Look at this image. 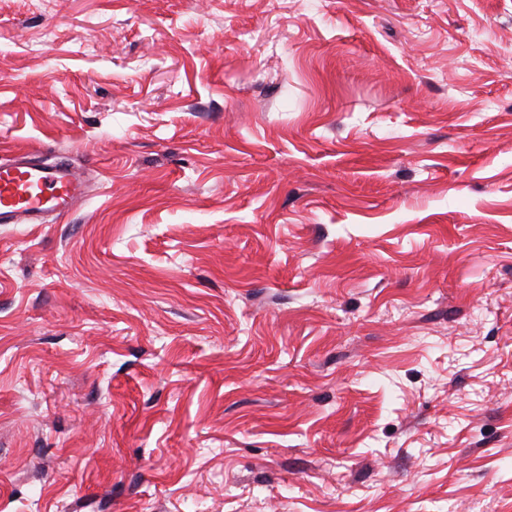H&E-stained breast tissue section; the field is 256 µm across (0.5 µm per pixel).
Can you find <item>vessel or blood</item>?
Wrapping results in <instances>:
<instances>
[{
  "label": "vessel or blood",
  "mask_w": 512,
  "mask_h": 512,
  "mask_svg": "<svg viewBox=\"0 0 512 512\" xmlns=\"http://www.w3.org/2000/svg\"><path fill=\"white\" fill-rule=\"evenodd\" d=\"M82 171L47 164L28 153L0 164V224H49L69 215L85 197Z\"/></svg>",
  "instance_id": "1"
}]
</instances>
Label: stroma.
Wrapping results in <instances>:
<instances>
[{
	"label": "stroma",
	"instance_id": "1",
	"mask_svg": "<svg viewBox=\"0 0 512 512\" xmlns=\"http://www.w3.org/2000/svg\"><path fill=\"white\" fill-rule=\"evenodd\" d=\"M0 512H512V0H0ZM82 171L67 162L45 164L21 153L0 164V224H49L86 197Z\"/></svg>",
	"mask_w": 512,
	"mask_h": 512
}]
</instances>
